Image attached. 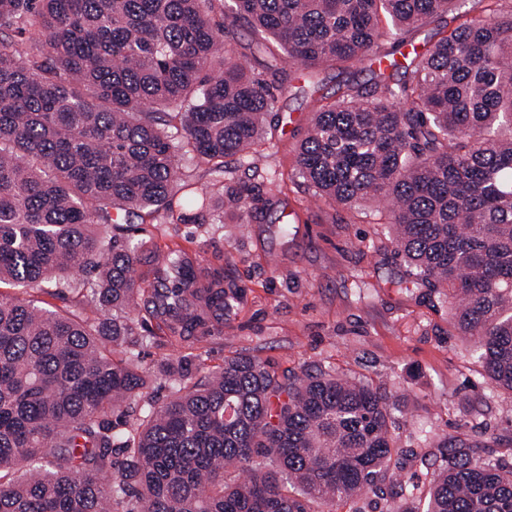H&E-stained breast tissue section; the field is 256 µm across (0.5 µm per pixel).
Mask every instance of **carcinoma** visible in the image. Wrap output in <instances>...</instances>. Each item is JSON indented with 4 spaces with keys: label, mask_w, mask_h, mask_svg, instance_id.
<instances>
[{
    "label": "carcinoma",
    "mask_w": 512,
    "mask_h": 512,
    "mask_svg": "<svg viewBox=\"0 0 512 512\" xmlns=\"http://www.w3.org/2000/svg\"><path fill=\"white\" fill-rule=\"evenodd\" d=\"M452 10L459 26L395 59ZM226 17L262 73L234 61ZM272 41L309 74L404 69L318 99L291 176L329 204L392 202L394 253L512 395V0L474 16L469 0H0V285L98 279L60 311L0 291V512H325L386 481L381 512H512V466L465 443L438 440L430 478L398 476L394 403L331 369L295 379L242 355L191 385L169 361L173 398L148 400L136 326L161 305L170 342L198 349L241 289L170 248L146 297L121 233L143 211L186 221L180 157L222 172L260 141L285 75ZM193 194L205 224L212 192Z\"/></svg>",
    "instance_id": "cac0c4a2"
}]
</instances>
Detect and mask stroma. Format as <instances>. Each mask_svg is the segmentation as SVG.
<instances>
[{"label": "stroma", "instance_id": "1", "mask_svg": "<svg viewBox=\"0 0 512 512\" xmlns=\"http://www.w3.org/2000/svg\"><path fill=\"white\" fill-rule=\"evenodd\" d=\"M289 71L266 134L247 159L223 173L181 160L183 181L218 191L208 223H194L196 207L179 201L186 222L151 224L142 236L141 262L152 247L189 249L244 291L221 335L194 358L195 377L239 354L297 372L329 366L396 397L391 431L400 446L420 449L427 434L455 438L477 456L512 464V395L490 393L469 342L448 333L447 305L416 286L398 287L406 267L385 247L379 205H329L298 178L280 191L272 185L292 172L315 100L336 99L349 84L370 87L375 73L365 63L325 66L313 77L295 65ZM254 166L264 179H252ZM243 185L252 196L244 214L221 196ZM284 207L300 214L285 229L276 221Z\"/></svg>", "mask_w": 512, "mask_h": 512}]
</instances>
